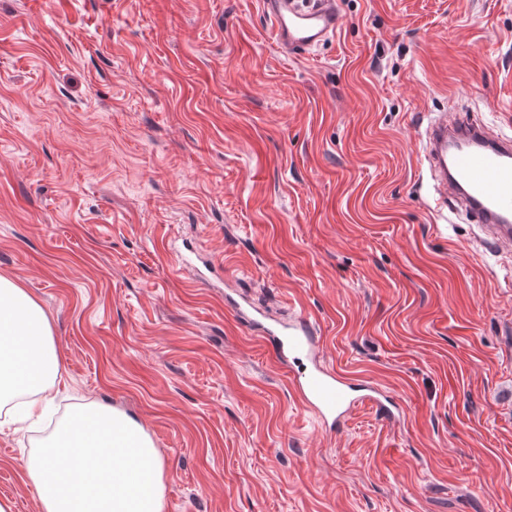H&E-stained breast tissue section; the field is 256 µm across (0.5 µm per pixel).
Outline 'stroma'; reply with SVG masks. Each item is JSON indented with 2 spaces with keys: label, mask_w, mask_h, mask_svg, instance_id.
<instances>
[{
  "label": "stroma",
  "mask_w": 512,
  "mask_h": 512,
  "mask_svg": "<svg viewBox=\"0 0 512 512\" xmlns=\"http://www.w3.org/2000/svg\"><path fill=\"white\" fill-rule=\"evenodd\" d=\"M340 10L291 58L260 0H0V276L62 374L39 423L0 425L12 512L94 403L152 437L165 512H512V270L431 208L419 152L451 98L512 135V0ZM242 294L310 314L323 365L400 412L323 429Z\"/></svg>",
  "instance_id": "1"
}]
</instances>
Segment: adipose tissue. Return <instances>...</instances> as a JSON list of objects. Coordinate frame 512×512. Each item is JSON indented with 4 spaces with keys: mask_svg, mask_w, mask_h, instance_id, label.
<instances>
[{
    "mask_svg": "<svg viewBox=\"0 0 512 512\" xmlns=\"http://www.w3.org/2000/svg\"><path fill=\"white\" fill-rule=\"evenodd\" d=\"M60 377L57 346L40 306L10 278L0 277V408L13 418L37 415Z\"/></svg>",
    "mask_w": 512,
    "mask_h": 512,
    "instance_id": "obj_1",
    "label": "adipose tissue"
}]
</instances>
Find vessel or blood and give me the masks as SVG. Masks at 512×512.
Here are the masks:
<instances>
[{"label":"vessel or blood","mask_w":512,"mask_h":512,"mask_svg":"<svg viewBox=\"0 0 512 512\" xmlns=\"http://www.w3.org/2000/svg\"><path fill=\"white\" fill-rule=\"evenodd\" d=\"M277 45L298 55L333 36L341 21L338 0H261ZM422 152L434 182L436 207L456 198L484 232L482 253L512 248V139L493 135L487 127L433 112L424 132ZM229 307L247 328L258 331L277 357L300 363L295 381L299 398L322 426L341 428L352 410L368 402L383 407L381 397L355 393L344 377L317 361L315 323L297 315L288 325L262 323L248 300Z\"/></svg>","instance_id":"b4317fda"}]
</instances>
